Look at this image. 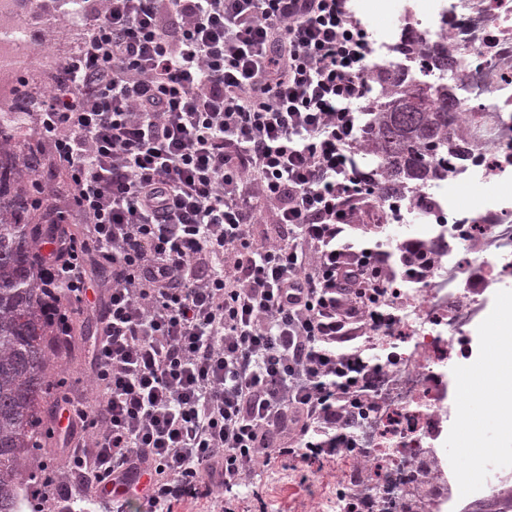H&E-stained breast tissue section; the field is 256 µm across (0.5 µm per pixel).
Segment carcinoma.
<instances>
[{
	"label": "carcinoma",
	"instance_id": "cac0c4a2",
	"mask_svg": "<svg viewBox=\"0 0 512 512\" xmlns=\"http://www.w3.org/2000/svg\"><path fill=\"white\" fill-rule=\"evenodd\" d=\"M41 16L68 17L79 0H38ZM425 68L453 65L448 49L423 52ZM378 112L368 121L361 163L382 173L386 189L402 192L442 174L445 154L462 160L469 143L455 128V98L443 86L413 84L400 70L374 68ZM22 115L40 109L39 98L16 95ZM39 134L0 121V512L29 508L34 481L48 469L41 453L49 438L53 395L61 379L50 351L56 324L48 279L38 257L50 242L47 206L57 193L38 151Z\"/></svg>",
	"mask_w": 512,
	"mask_h": 512
}]
</instances>
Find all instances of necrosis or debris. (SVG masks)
Masks as SVG:
<instances>
[{"instance_id":"4bbe7bcc","label":"necrosis or debris","mask_w":512,"mask_h":512,"mask_svg":"<svg viewBox=\"0 0 512 512\" xmlns=\"http://www.w3.org/2000/svg\"><path fill=\"white\" fill-rule=\"evenodd\" d=\"M32 8L0 0V108L10 109L14 80L24 70L54 69L57 57L26 52ZM401 24L371 41V63L424 73L448 86L459 102L457 132L470 145L447 175L403 191L396 206L381 204L387 222L406 224L435 248L428 275L393 279L385 300L397 322L377 345L384 370L378 408L359 423L357 437L377 472L375 483H348L336 512L364 497L399 498L417 484L422 465L434 480L424 489L430 512H458L442 451L458 425L457 374L485 348L483 327L500 309L502 284L512 277V0H401ZM416 46L402 51L405 35ZM447 46L455 65L422 72L418 47ZM474 204L460 206L462 191ZM492 255L479 264L475 253Z\"/></svg>"}]
</instances>
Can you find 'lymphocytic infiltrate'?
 <instances>
[{"label":"lymphocytic infiltrate","mask_w":512,"mask_h":512,"mask_svg":"<svg viewBox=\"0 0 512 512\" xmlns=\"http://www.w3.org/2000/svg\"><path fill=\"white\" fill-rule=\"evenodd\" d=\"M351 0H84L35 116L80 224L46 262L77 305L109 269L92 411L55 412L47 512H173L282 456L358 451L381 369L387 256L346 238L370 49ZM287 235L255 239L260 220Z\"/></svg>","instance_id":"obj_1"}]
</instances>
